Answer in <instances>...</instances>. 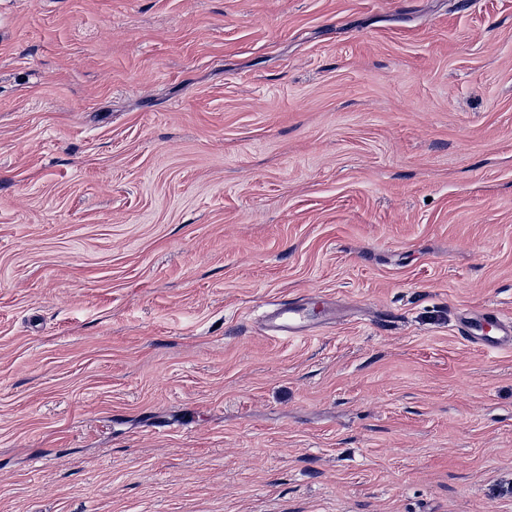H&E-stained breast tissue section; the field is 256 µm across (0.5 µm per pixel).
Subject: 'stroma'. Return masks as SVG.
<instances>
[{"mask_svg":"<svg viewBox=\"0 0 512 512\" xmlns=\"http://www.w3.org/2000/svg\"><path fill=\"white\" fill-rule=\"evenodd\" d=\"M487 309L512 0H0V512H512ZM267 321L274 335L288 338L301 334L307 327L304 308L292 303L277 304ZM486 322H493L498 330V336L492 340L485 341L482 346L488 351H495L499 349L512 348V323H504L497 320L493 314L486 312L479 317H463L461 326L459 328L460 337L473 344H479L482 339L479 337L477 331L479 326Z\"/></svg>","mask_w":512,"mask_h":512,"instance_id":"1","label":"stroma"}]
</instances>
